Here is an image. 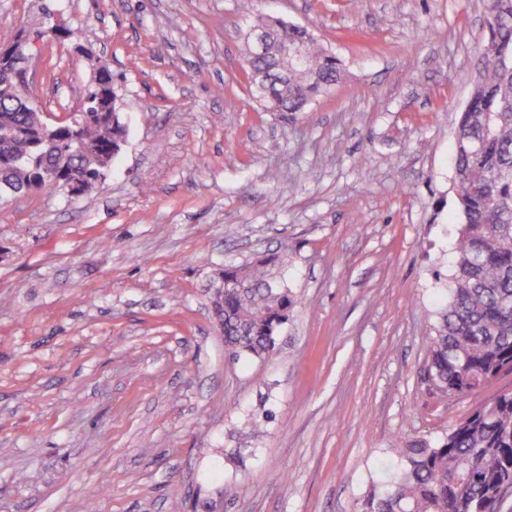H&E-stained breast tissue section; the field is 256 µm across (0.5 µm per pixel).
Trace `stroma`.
I'll use <instances>...</instances> for the list:
<instances>
[{
    "instance_id": "1",
    "label": "stroma",
    "mask_w": 512,
    "mask_h": 512,
    "mask_svg": "<svg viewBox=\"0 0 512 512\" xmlns=\"http://www.w3.org/2000/svg\"><path fill=\"white\" fill-rule=\"evenodd\" d=\"M45 7L78 36L31 95L73 111L106 65L126 138L92 191L0 203V512H360L404 440L512 391L428 375L482 0H0V32ZM259 12L339 60L311 110L251 99ZM267 257L295 304L235 360L208 286Z\"/></svg>"
}]
</instances>
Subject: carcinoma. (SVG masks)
Here are the masks:
<instances>
[{
  "instance_id": "carcinoma-1",
  "label": "carcinoma",
  "mask_w": 512,
  "mask_h": 512,
  "mask_svg": "<svg viewBox=\"0 0 512 512\" xmlns=\"http://www.w3.org/2000/svg\"><path fill=\"white\" fill-rule=\"evenodd\" d=\"M489 41L461 114L454 154L455 197L462 217L448 301L428 336L429 374L450 396L477 393L512 372V0H485ZM252 25L304 50V60L252 55L243 39L245 77L264 112H305L340 82L338 60L311 31L271 15ZM109 69L85 93V111L45 139L36 98L0 76V190H41L50 180L29 163L61 169L86 192L104 180L126 127ZM270 261L228 265L212 293V314L233 358L274 355L275 336L294 299ZM403 463L363 500L361 512H501L498 491L512 485V391L501 392L454 423L436 444L404 442Z\"/></svg>"
}]
</instances>
